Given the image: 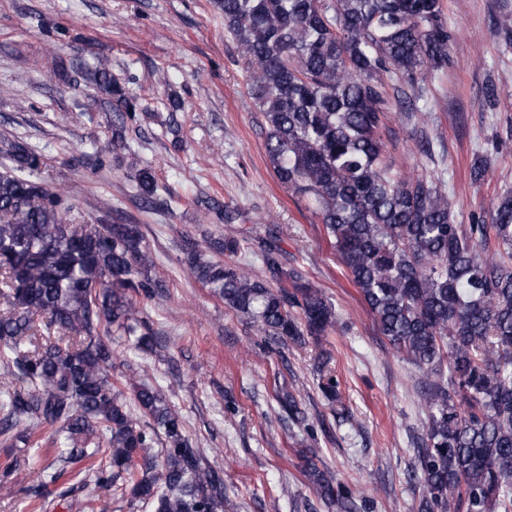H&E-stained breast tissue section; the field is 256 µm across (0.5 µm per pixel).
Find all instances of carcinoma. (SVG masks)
Wrapping results in <instances>:
<instances>
[{
    "label": "carcinoma",
    "mask_w": 512,
    "mask_h": 512,
    "mask_svg": "<svg viewBox=\"0 0 512 512\" xmlns=\"http://www.w3.org/2000/svg\"><path fill=\"white\" fill-rule=\"evenodd\" d=\"M264 118L267 161L279 183L324 224L339 262L379 334L422 374L426 435L413 471L420 512H512V191L492 223L459 224L440 176L396 168L383 130L389 112H418L428 84L448 69L455 39L444 0H217ZM112 96L111 136L100 153L130 149L136 105L109 65L78 69ZM0 170V436L28 445L54 428L51 455L31 463L23 489L34 512L53 495L121 484L130 505L153 512H224V472L192 447L161 389L125 374L133 417L112 384V337L150 345L136 297L158 287L138 224H76L74 204L36 179L40 155L15 140ZM144 203L157 192L143 167ZM225 259L183 250L196 280L246 317L269 343L318 341L336 308L285 267L278 231L260 245L262 277L234 260L238 239L208 240ZM306 425L294 394H276ZM163 444L154 452L156 443ZM317 494L336 512H373L308 463Z\"/></svg>",
    "instance_id": "obj_1"
}]
</instances>
